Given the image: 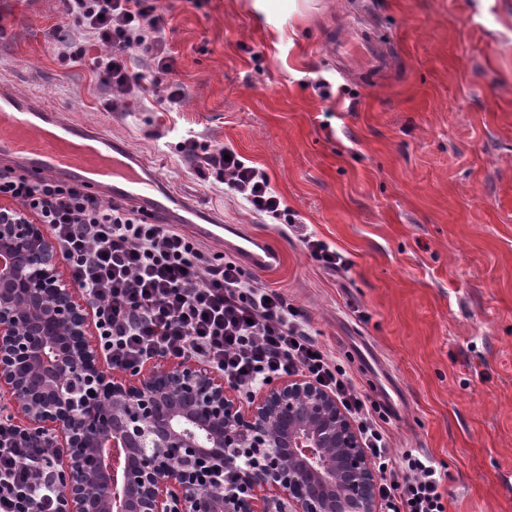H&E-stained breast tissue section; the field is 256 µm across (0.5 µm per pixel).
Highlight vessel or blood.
<instances>
[{"instance_id": "vessel-or-blood-1", "label": "vessel or blood", "mask_w": 512, "mask_h": 512, "mask_svg": "<svg viewBox=\"0 0 512 512\" xmlns=\"http://www.w3.org/2000/svg\"><path fill=\"white\" fill-rule=\"evenodd\" d=\"M0 160L18 163L37 176L87 185L95 195L125 202L155 224H188L194 235L217 239L222 226L199 204L170 191L144 168L130 147L95 129L65 122L56 109L0 84ZM236 252L258 271L280 263L266 240L242 237Z\"/></svg>"}]
</instances>
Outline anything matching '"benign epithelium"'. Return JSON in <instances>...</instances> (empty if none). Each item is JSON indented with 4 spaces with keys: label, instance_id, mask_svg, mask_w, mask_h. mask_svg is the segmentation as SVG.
<instances>
[{
    "label": "benign epithelium",
    "instance_id": "1",
    "mask_svg": "<svg viewBox=\"0 0 512 512\" xmlns=\"http://www.w3.org/2000/svg\"><path fill=\"white\" fill-rule=\"evenodd\" d=\"M66 263L45 225L0 223V397L45 438L64 512H379L333 395L301 377L245 404L181 357L106 368Z\"/></svg>",
    "mask_w": 512,
    "mask_h": 512
}]
</instances>
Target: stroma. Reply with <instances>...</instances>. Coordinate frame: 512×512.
<instances>
[{"instance_id": "obj_1", "label": "stroma", "mask_w": 512, "mask_h": 512, "mask_svg": "<svg viewBox=\"0 0 512 512\" xmlns=\"http://www.w3.org/2000/svg\"><path fill=\"white\" fill-rule=\"evenodd\" d=\"M187 95L106 111L86 65L51 38L60 0H0V79L63 120L124 141L169 189L266 237L259 273L307 316L362 396L393 395L394 456L447 474V512H512V0H302L275 19L253 0H158ZM379 37L382 77L330 54ZM194 134L263 169L299 221L275 226L202 180L176 144ZM341 252L315 261L301 235ZM377 351L365 376L352 347Z\"/></svg>"}]
</instances>
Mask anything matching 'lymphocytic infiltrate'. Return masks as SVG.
<instances>
[{
  "label": "lymphocytic infiltrate",
  "mask_w": 512,
  "mask_h": 512,
  "mask_svg": "<svg viewBox=\"0 0 512 512\" xmlns=\"http://www.w3.org/2000/svg\"><path fill=\"white\" fill-rule=\"evenodd\" d=\"M76 40L58 57L83 62L87 45L105 47L92 61L108 109L125 111L148 88L159 89L162 111L180 107L185 87L171 81L173 62L165 22L155 0H61ZM147 58L145 71L128 68L132 50ZM177 149L197 173H215L224 192L273 224H295L267 173L227 147ZM4 224H46L69 260L73 280L94 306L105 360L133 369L160 355L194 359L252 392L280 375L306 371L336 396L358 425L380 474L387 512H446L445 472L430 457L405 454L394 462L380 407L358 394L345 368L313 337L304 313L235 259L211 256L173 224H152L132 206L106 203L86 188L43 178L30 180L0 168ZM52 459L41 437L0 418V512H63V492L51 476Z\"/></svg>",
  "instance_id": "obj_1"
}]
</instances>
